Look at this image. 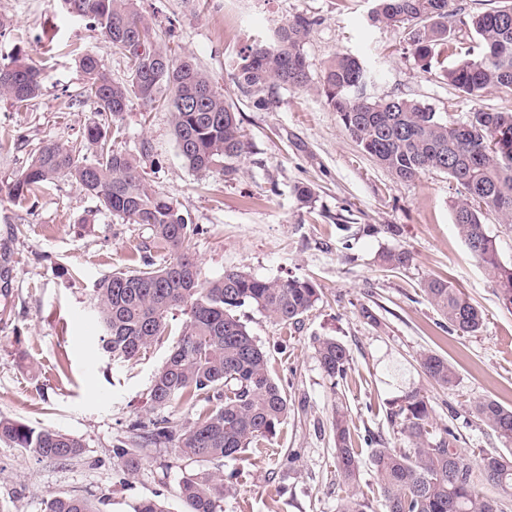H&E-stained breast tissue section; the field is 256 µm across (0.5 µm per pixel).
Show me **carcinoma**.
I'll list each match as a JSON object with an SVG mask.
<instances>
[{"label": "carcinoma", "instance_id": "1", "mask_svg": "<svg viewBox=\"0 0 512 512\" xmlns=\"http://www.w3.org/2000/svg\"><path fill=\"white\" fill-rule=\"evenodd\" d=\"M58 2L69 15L100 29L112 49L126 59L128 73L125 80L114 81L96 56L80 57L88 97L101 116L85 133L96 146L95 159L87 160L73 145L48 142L35 151L10 193L24 198L61 176L73 178L101 209L148 225L153 238L174 252L163 266L146 261L140 268L115 269L98 281L95 300L104 330L102 348L117 359H137L167 336L170 315L183 311L181 331L155 373L149 408L162 409L178 401L198 408L196 418L185 425L156 419L147 429L137 421L132 429L143 431L140 438L146 444L172 447L193 462L234 458L273 437L288 417L287 393L272 378L266 352L242 322L239 309L252 306L287 326L315 307L319 289L307 278L265 280L234 269L201 281L196 260L184 249L198 227L188 223L173 201L150 189L141 161L115 149L109 128L123 119L131 99L152 109L167 90L179 155L186 166L200 174L216 168L231 174L230 163L247 149L240 119L190 57L178 58L157 42L152 23L138 11L135 0ZM375 2L370 20L403 30L407 49L427 68L436 52L453 54L456 25L473 31L478 54L448 68V83L470 100L488 91L512 97V4L459 19L450 9L451 0ZM311 25L307 17L297 16L279 27L272 40L251 47L231 73L237 88L256 108L265 109L279 87H313L362 150L397 179L413 181L430 170L447 174L462 188L451 200L457 232L495 280L502 303L511 308L512 267L499 260L481 217L493 212L500 223L512 224V112L474 108L466 121L458 123L414 100L373 99L365 93L369 70L351 54L331 59L314 86L302 51ZM4 69L10 78L0 79L1 98L21 106L38 96L39 71L28 59L16 56L0 64V71ZM381 260L394 270L407 266L412 256L406 250H389ZM423 291L458 334L473 335L481 329V311L448 280L431 278ZM314 350L326 376L345 378L349 352L341 342L319 338ZM419 365L436 384L455 385L457 372L443 356L424 352ZM475 412L504 442L512 443V407L485 399L475 404ZM389 416L399 421L410 448L401 451L375 441L370 464L383 512H501L503 499L512 497L511 453L484 451L471 468L457 448L454 428L436 422L428 398L419 391L406 394ZM332 431L337 472L354 489L338 512H366L367 504L355 492L363 462L349 419L340 409ZM2 442L54 461H68L83 452L82 441L69 434L0 417ZM112 459L126 482L137 478V449L118 445ZM480 485L489 486L492 494L480 493ZM232 491L220 471H189L179 484L184 512H222L224 496ZM103 504L101 499L53 494L45 501L44 512H101Z\"/></svg>", "mask_w": 512, "mask_h": 512}]
</instances>
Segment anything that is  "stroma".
I'll use <instances>...</instances> for the list:
<instances>
[{"mask_svg":"<svg viewBox=\"0 0 512 512\" xmlns=\"http://www.w3.org/2000/svg\"><path fill=\"white\" fill-rule=\"evenodd\" d=\"M136 4L161 44L193 57L223 90L240 114L248 149L232 175L197 174L179 156L169 110L147 111L135 99L115 148L139 157L151 188L198 226L188 248L201 279L235 269L269 280L305 277L320 290L313 310L288 327L249 306L239 311L288 395L289 412L262 447L208 462L235 487L223 512H336L350 493L336 471V409L347 412L362 457L370 455L371 435L405 451L409 444L387 414L412 390L428 397L438 423L456 429L466 457L502 449L473 406L484 399L512 406V308L456 232V189L447 174L396 179L363 153L314 90L281 88L267 109H254L233 83L231 67L253 41L271 39L301 15L312 21L303 44L312 78L336 54L349 53L370 67L367 92L376 99H412L454 121L477 106L512 112V99L495 92L475 102L461 97L444 74L457 56H439L424 70L401 31L370 21L373 0ZM86 53L124 79L126 62L108 40L55 0H0V63L26 56L41 80L40 94L24 107L0 98V416L84 444L79 457L57 462L0 443V512H44L45 499L57 493L105 498V512H134L144 498L183 512L179 483L193 464L174 449H144L129 484L112 463L113 448L128 439L135 421L181 425L196 416L182 403L147 408L172 342L137 359H114L102 349L95 311V284L104 274L140 267L146 256L161 265L171 252L154 243L147 225L101 211L74 179L58 178L24 199L8 194L34 149L47 142L77 143L84 155L94 154L84 134L99 115L78 71ZM301 183L315 190L312 206L294 194ZM389 224L397 234L386 233ZM393 248L411 253L407 267L382 266L381 253ZM434 277L448 278L483 312L480 332L461 336L447 328L422 290ZM365 307L377 323L363 318ZM324 336L350 353L347 374L336 383L314 351ZM425 350L455 367L454 387L424 375L417 359Z\"/></svg>","mask_w":512,"mask_h":512,"instance_id":"stroma-1","label":"stroma"}]
</instances>
